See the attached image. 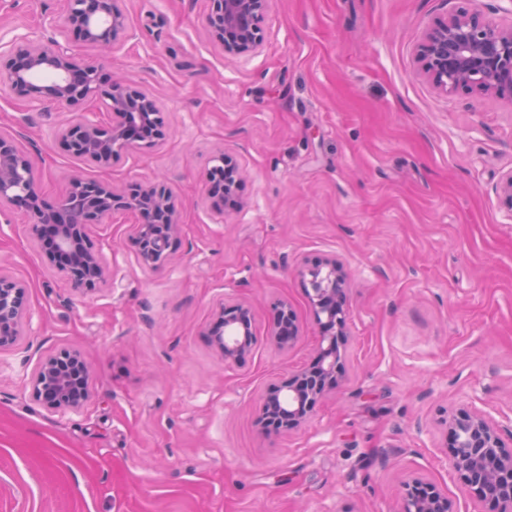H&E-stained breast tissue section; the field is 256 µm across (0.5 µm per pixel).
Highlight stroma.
I'll list each match as a JSON object with an SVG mask.
<instances>
[{"instance_id": "1", "label": "stroma", "mask_w": 512, "mask_h": 512, "mask_svg": "<svg viewBox=\"0 0 512 512\" xmlns=\"http://www.w3.org/2000/svg\"><path fill=\"white\" fill-rule=\"evenodd\" d=\"M129 38L87 50L104 77L146 89L165 136L113 159H74L58 128L81 111L0 90L40 204L81 172L115 186L164 180L180 202L173 255L147 268L117 211L86 225L115 277L79 292L0 222V270L26 289L16 345L0 349V512H402L425 479L453 512H493L448 464L449 420L477 410L512 451V104L423 76L437 21L512 0H273L254 56L213 47L207 0H117ZM64 0H0V26L42 30ZM242 171L238 207L207 195L219 154ZM336 259L349 315L336 384L306 422L263 420L269 389L318 357L321 329L298 269ZM254 311V343L225 364L207 334L221 307ZM299 336L271 337L280 303ZM63 348L93 397L65 414L31 394Z\"/></svg>"}]
</instances>
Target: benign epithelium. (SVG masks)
Wrapping results in <instances>:
<instances>
[{"mask_svg":"<svg viewBox=\"0 0 512 512\" xmlns=\"http://www.w3.org/2000/svg\"><path fill=\"white\" fill-rule=\"evenodd\" d=\"M66 2L67 24L62 32H74L83 46L109 49L129 36L115 0ZM270 2L210 0V37L224 51V57L260 52ZM417 57L423 76L441 92L475 91L512 102V21L496 24L478 9L464 11L429 28L417 47ZM45 70L53 72L55 79L46 83L34 81L33 76ZM0 87L32 103L48 100L75 106L97 101L119 117L117 123L102 124L86 116L59 130V138L72 157L90 159L104 168L112 164V157L142 141V128L153 127L152 137L156 139L163 136L162 109L147 90L116 81L105 86L97 65L54 37L1 31ZM239 181L238 165L226 155L209 172L208 192L225 199L233 195ZM37 198L31 161L17 148L15 135L0 133V205L30 216L26 230L32 240L52 238L56 252L65 257L58 266L59 272L79 289L96 290L114 277L80 226L71 223L79 200L90 205L94 219L115 210L141 217L140 223L132 225V231L140 241V262L145 267L164 264L179 234L178 200L161 183L118 188L107 180L76 177L69 192L51 209L38 207ZM299 274L324 336L319 363L301 369L265 397L264 413L276 418L285 431L297 428L314 401L336 383V337L345 336L347 285L342 265L334 259L305 263ZM233 310L235 315L219 316L208 330L226 364L239 362L253 344L251 306L240 303ZM26 314L25 287L0 270V348L17 343ZM297 336L294 313L283 303L274 341L285 347ZM31 389L47 410L74 411L91 400L92 375L79 352L60 349L39 362ZM449 431V463L464 485L496 501L500 512H512V454L501 448L499 425L481 412L462 411L449 424ZM421 487L420 479L408 485L403 512H452L448 495L432 488L431 495L419 496L416 490Z\"/></svg>","mask_w":512,"mask_h":512,"instance_id":"obj_1","label":"benign epithelium"}]
</instances>
